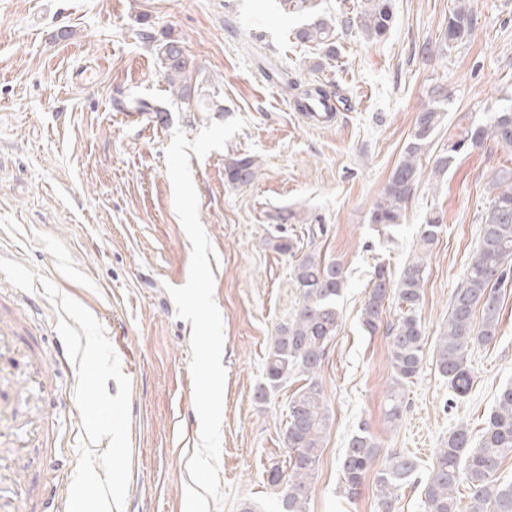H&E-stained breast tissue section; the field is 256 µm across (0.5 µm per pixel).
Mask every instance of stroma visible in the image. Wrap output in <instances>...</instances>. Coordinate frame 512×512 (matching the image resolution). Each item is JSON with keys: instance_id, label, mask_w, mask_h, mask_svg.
Masks as SVG:
<instances>
[{"instance_id": "obj_1", "label": "stroma", "mask_w": 512, "mask_h": 512, "mask_svg": "<svg viewBox=\"0 0 512 512\" xmlns=\"http://www.w3.org/2000/svg\"><path fill=\"white\" fill-rule=\"evenodd\" d=\"M457 0H393V23L377 40L358 27L362 0H0V256L34 270L32 291L0 273V321L38 310L36 352L50 387L44 401L16 406L8 428H34L30 471L18 472L23 498L45 512L68 497L84 434L77 369L57 324L50 280L103 327L130 382L131 477L124 512H185L186 469L200 440L190 372L192 325L176 314L168 289L189 274L191 244L173 206L165 151L175 128L188 138L210 122L241 116L248 125L225 150L191 158L203 228L217 259L214 300L226 370L217 512H278L266 476L284 464L288 399L283 384L266 401L263 380L276 328L295 311L294 258L266 239L299 237L323 225L316 246L339 260L348 286L340 327L319 371L329 426L306 512H379L376 476L344 496L341 459L367 426L382 451L418 457L415 482L394 512H422L425 481L449 432L467 424L479 437L496 391L512 379V288L501 292L499 334L468 354L473 386L456 397L430 358L448 321L450 298L479 241L491 173L507 155L493 141L463 152L429 176L451 134L486 123L512 105V0H470L466 39L423 54L441 40ZM337 21L336 53L301 43L315 17ZM182 40L195 70L192 93L173 97L156 46ZM299 83H319L341 101L334 118L313 123L293 108L269 66ZM448 94V115L425 147L427 174L393 235L370 214L410 141L432 90ZM157 105L148 123L125 119L134 100ZM260 167L246 185L229 184L226 155ZM443 218L428 254L418 317L426 356L406 387V409L388 422L392 371L385 331L368 334L361 309L375 264L399 273L427 216Z\"/></svg>"}]
</instances>
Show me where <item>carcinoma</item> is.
<instances>
[{
    "instance_id": "carcinoma-1",
    "label": "carcinoma",
    "mask_w": 512,
    "mask_h": 512,
    "mask_svg": "<svg viewBox=\"0 0 512 512\" xmlns=\"http://www.w3.org/2000/svg\"><path fill=\"white\" fill-rule=\"evenodd\" d=\"M392 18V0H363L353 21L367 39L375 40L387 33ZM472 20L466 0H459L448 15L444 41H462L471 31ZM353 21L347 19L345 23L349 26ZM335 36L336 26L324 18L307 24L296 34L302 42L326 48L329 55L336 52ZM156 50L171 90L180 98L189 96L195 66L180 41L169 39L156 45ZM284 88L295 92L294 104L301 112L310 111V106L319 101L326 103L325 111L334 112L332 92L321 84L302 88L294 81H286ZM447 112L448 96L438 93L418 113L403 159L373 206L371 223L384 228L402 223L406 204L422 175V147L430 142ZM489 138L512 156V105L494 113L488 124L472 125L458 138L449 139L435 159L433 171H447L462 150L478 147ZM224 171L229 183L248 184L255 177V160L251 156L228 157ZM491 185L496 193L480 216L479 243L460 287L452 296L446 330L432 353L436 370L460 397L468 394L473 384L468 352L497 338L501 290L512 284V168H500L492 176ZM440 228L437 217L423 225L418 247L405 261L397 281L391 280V272L384 266L375 270L362 307V324L368 332L375 333L387 311L386 302L397 305L395 319L385 327L393 373L386 415L392 422L402 416L404 386L419 374L424 358V336L417 309L423 295L426 254L437 241ZM265 244L292 256L299 250L295 239L283 236ZM292 273L293 286L300 295L298 308L277 327L271 339L265 379L258 396L264 398L292 379L303 381L288 399V474L277 467L269 472L267 482L277 491L280 512H305L328 427L317 373L329 343L336 336L340 321L338 302L347 287V276L339 261L326 258L313 248L299 258ZM379 455V443L367 429L361 428L350 437L342 456L347 498L359 494L366 473ZM509 455L512 456V381L499 390L497 404L478 444L472 443L467 427L461 424L437 449L425 485L423 512H457L455 491L463 481L468 482L471 490L469 512H512V481H504L498 475ZM417 471L418 462L409 454L394 451L385 456L377 480L380 512H391L397 492Z\"/></svg>"
}]
</instances>
